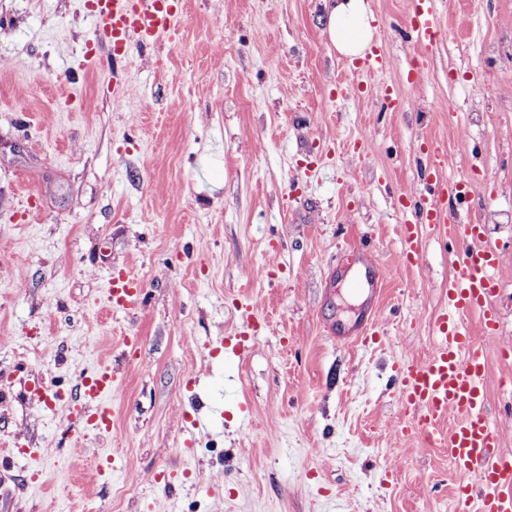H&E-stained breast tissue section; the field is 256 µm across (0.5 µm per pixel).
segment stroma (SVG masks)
<instances>
[{"instance_id":"35a3bbf8","label":"stroma","mask_w":512,"mask_h":512,"mask_svg":"<svg viewBox=\"0 0 512 512\" xmlns=\"http://www.w3.org/2000/svg\"><path fill=\"white\" fill-rule=\"evenodd\" d=\"M369 3L385 75L336 52L322 0H181L116 90L107 46L84 65L87 0H0V512H471L447 449L398 431V370L433 348L453 273L428 236L400 262L399 197L436 151L459 219L488 226V419L512 452V0H438L448 38L423 57L408 0ZM365 242L378 336L353 344L331 329L364 302L326 280ZM113 269L144 308L106 302ZM77 361L118 384L110 432L68 441L64 408L23 387L72 396Z\"/></svg>"}]
</instances>
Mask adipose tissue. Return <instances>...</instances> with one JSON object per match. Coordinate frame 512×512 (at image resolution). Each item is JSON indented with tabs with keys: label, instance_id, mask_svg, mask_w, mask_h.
<instances>
[{
	"label": "adipose tissue",
	"instance_id": "adipose-tissue-1",
	"mask_svg": "<svg viewBox=\"0 0 512 512\" xmlns=\"http://www.w3.org/2000/svg\"><path fill=\"white\" fill-rule=\"evenodd\" d=\"M325 32L342 56L353 59L369 50L374 16L367 0H323Z\"/></svg>",
	"mask_w": 512,
	"mask_h": 512
}]
</instances>
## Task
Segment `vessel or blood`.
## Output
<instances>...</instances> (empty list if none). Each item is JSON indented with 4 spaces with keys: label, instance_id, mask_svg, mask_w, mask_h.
Returning a JSON list of instances; mask_svg holds the SVG:
<instances>
[{
    "label": "vessel or blood",
    "instance_id": "vessel-or-blood-1",
    "mask_svg": "<svg viewBox=\"0 0 512 512\" xmlns=\"http://www.w3.org/2000/svg\"><path fill=\"white\" fill-rule=\"evenodd\" d=\"M437 0H412L409 15L415 41L435 46L443 37L436 22ZM97 43L109 44L113 86L127 84L122 63L132 40L151 41L170 32L176 21L174 0H92ZM442 158H435L430 179L435 192L421 198L417 221L403 225L404 261L420 255V230L439 240L460 238L468 248L454 254L448 280V308L437 321L438 342L423 362H406L399 371L396 396L409 416L406 434L423 436L447 448L457 478L458 499H477V512H512V457L499 451V435L487 418L484 381L488 371L486 337L494 335L499 312L495 275L497 255L485 246L487 227L462 223L452 202L465 191L463 182L442 177ZM356 280L369 298H377L381 281L370 248L357 250ZM107 301L127 309L143 304L141 283L126 273L110 275ZM479 314L483 338L473 336L467 318ZM78 394L68 417L79 429L110 430L109 399L117 385L111 365L77 366Z\"/></svg>",
    "mask_w": 512,
    "mask_h": 512
}]
</instances>
